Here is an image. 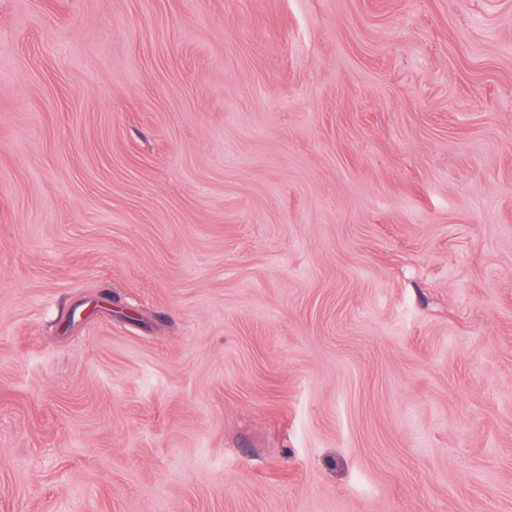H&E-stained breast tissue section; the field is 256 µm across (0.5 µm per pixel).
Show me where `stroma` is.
I'll return each instance as SVG.
<instances>
[{
  "label": "stroma",
  "mask_w": 512,
  "mask_h": 512,
  "mask_svg": "<svg viewBox=\"0 0 512 512\" xmlns=\"http://www.w3.org/2000/svg\"><path fill=\"white\" fill-rule=\"evenodd\" d=\"M0 512H512V0H0Z\"/></svg>",
  "instance_id": "35a3bbf8"
}]
</instances>
